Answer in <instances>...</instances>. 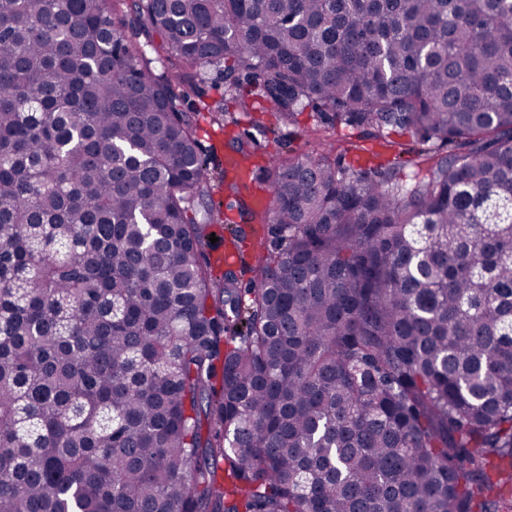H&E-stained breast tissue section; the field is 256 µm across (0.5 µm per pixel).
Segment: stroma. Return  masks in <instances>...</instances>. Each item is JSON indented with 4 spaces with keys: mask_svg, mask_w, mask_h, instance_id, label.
<instances>
[{
    "mask_svg": "<svg viewBox=\"0 0 512 512\" xmlns=\"http://www.w3.org/2000/svg\"><path fill=\"white\" fill-rule=\"evenodd\" d=\"M188 94L201 112L198 136L204 149L212 153L210 161L211 194L214 201L228 202L224 189V156L237 138L252 142L250 164L252 186L269 189L271 162L287 156L289 151L308 153L313 149L311 130L315 124L312 112L299 116L297 124L282 123L276 112L263 100H254L249 110H241L224 98V82L218 72H210L204 82L189 89Z\"/></svg>",
    "mask_w": 512,
    "mask_h": 512,
    "instance_id": "35a3bbf8",
    "label": "stroma"
}]
</instances>
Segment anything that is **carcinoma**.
I'll use <instances>...</instances> for the list:
<instances>
[{
  "label": "carcinoma",
  "instance_id": "1",
  "mask_svg": "<svg viewBox=\"0 0 512 512\" xmlns=\"http://www.w3.org/2000/svg\"><path fill=\"white\" fill-rule=\"evenodd\" d=\"M210 69L467 150L229 180L268 253L217 277ZM508 472L512 0H0V512H512Z\"/></svg>",
  "mask_w": 512,
  "mask_h": 512
}]
</instances>
